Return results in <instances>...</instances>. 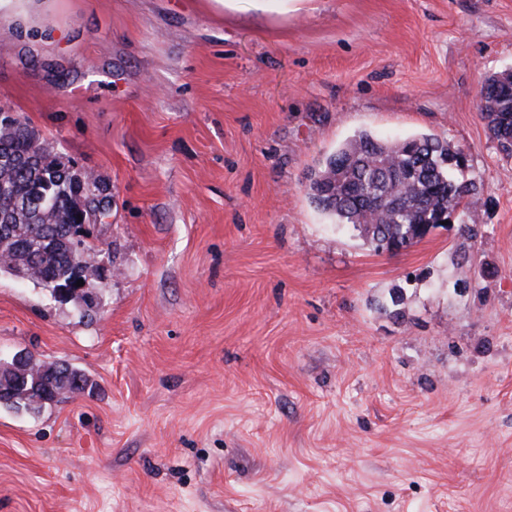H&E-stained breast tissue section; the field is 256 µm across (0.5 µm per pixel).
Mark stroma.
Segmentation results:
<instances>
[{
  "mask_svg": "<svg viewBox=\"0 0 512 512\" xmlns=\"http://www.w3.org/2000/svg\"><path fill=\"white\" fill-rule=\"evenodd\" d=\"M0 21V112L111 195L92 308L0 273V512H512V157L477 107L512 0H52ZM476 199L396 254L312 200L360 132ZM28 366L26 385L12 388L11 400L6 402L0 400V406L26 412L33 410V413H38L51 404L47 402L46 396H54V393L61 392L63 385L52 364H36L29 357Z\"/></svg>",
  "mask_w": 512,
  "mask_h": 512,
  "instance_id": "obj_1",
  "label": "stroma"
}]
</instances>
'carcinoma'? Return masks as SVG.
Returning <instances> with one entry per match:
<instances>
[{"label":"carcinoma","mask_w":512,"mask_h":512,"mask_svg":"<svg viewBox=\"0 0 512 512\" xmlns=\"http://www.w3.org/2000/svg\"><path fill=\"white\" fill-rule=\"evenodd\" d=\"M480 111L491 133L512 130V101L488 96ZM447 157L456 153L431 135L387 142L360 133L327 160L309 190L339 223L356 227L376 248L388 237L408 248L422 240L419 225L450 215L475 194L476 184L459 180V163L447 165ZM63 170L65 164L27 122L0 131V248L13 259L4 270L25 266V254L41 239L38 228L75 220L83 201L72 182L62 180ZM74 275L72 247L61 242L44 253L34 282L54 288ZM14 377L0 365V389H13L0 406L38 413L49 405L47 397L63 389L50 364L29 363L23 387H11Z\"/></svg>","instance_id":"obj_1"}]
</instances>
